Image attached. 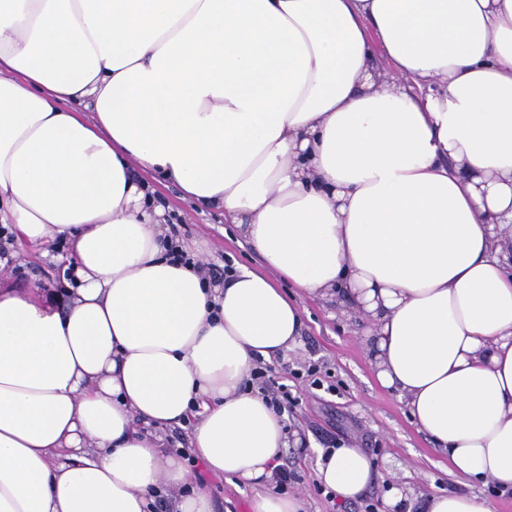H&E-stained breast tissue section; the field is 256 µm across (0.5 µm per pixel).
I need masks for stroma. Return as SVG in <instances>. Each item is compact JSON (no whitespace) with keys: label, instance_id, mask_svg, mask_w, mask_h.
<instances>
[{"label":"stroma","instance_id":"obj_1","mask_svg":"<svg viewBox=\"0 0 512 512\" xmlns=\"http://www.w3.org/2000/svg\"><path fill=\"white\" fill-rule=\"evenodd\" d=\"M157 199L165 206L190 249L202 262L217 265L263 267L227 224L222 212L184 199L181 189L168 181H153ZM53 241L46 246L24 247L15 263L0 270V277L23 285L32 278L62 285L63 267L51 254L67 252ZM305 329L299 346L286 361L274 365L279 383L295 397L286 424L300 430L306 444L287 449L283 460L291 477L286 494L302 495L308 512H393L387 500L392 489L430 496L462 490L490 501L494 512H512V493L494 491L492 483L475 481L462 486L449 472L446 456L430 438L411 424L395 392L382 387L371 365L359 317L346 308L322 301H304ZM316 376H308V368ZM320 385H313V378ZM345 442L366 448L373 457L376 479L358 500L343 502L330 496L316 478L322 451Z\"/></svg>","mask_w":512,"mask_h":512}]
</instances>
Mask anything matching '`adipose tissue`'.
Returning a JSON list of instances; mask_svg holds the SVG:
<instances>
[{
  "label": "adipose tissue",
  "mask_w": 512,
  "mask_h": 512,
  "mask_svg": "<svg viewBox=\"0 0 512 512\" xmlns=\"http://www.w3.org/2000/svg\"><path fill=\"white\" fill-rule=\"evenodd\" d=\"M149 174L266 271L172 263ZM0 226L75 275L0 281V512H214L188 421L249 512H307L248 380L339 291L451 474L512 489V0H0ZM374 476L354 444L316 471Z\"/></svg>",
  "instance_id": "adipose-tissue-1"
}]
</instances>
